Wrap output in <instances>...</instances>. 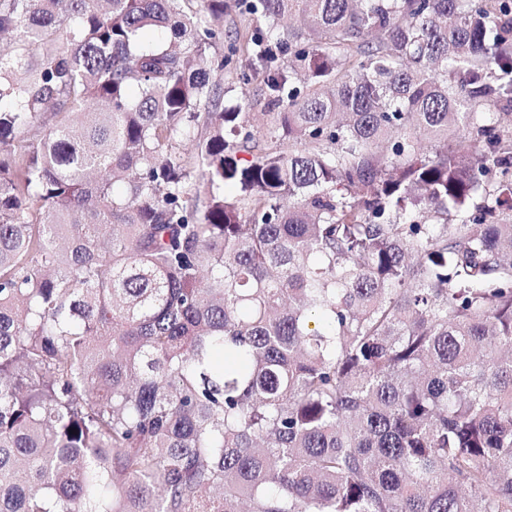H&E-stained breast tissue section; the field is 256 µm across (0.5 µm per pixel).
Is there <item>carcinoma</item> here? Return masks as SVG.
Segmentation results:
<instances>
[{
    "label": "carcinoma",
    "mask_w": 512,
    "mask_h": 512,
    "mask_svg": "<svg viewBox=\"0 0 512 512\" xmlns=\"http://www.w3.org/2000/svg\"><path fill=\"white\" fill-rule=\"evenodd\" d=\"M183 2L0 0V512H512V0ZM228 9L226 11L227 15H224V54H228V51L233 44L234 41V25L232 24V20L234 21L237 28L241 31L246 29L253 30L256 27V20L248 15L241 14L238 10L237 2L235 0H229ZM224 87L228 88L224 95V106L239 107L240 112H263L265 101L260 95L262 83L259 79L243 84L236 79L226 78Z\"/></svg>",
    "instance_id": "1"
}]
</instances>
